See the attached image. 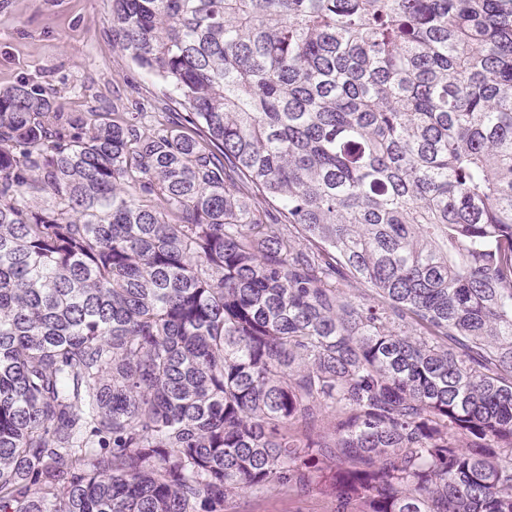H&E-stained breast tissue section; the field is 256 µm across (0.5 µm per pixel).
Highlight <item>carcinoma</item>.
<instances>
[{
	"label": "carcinoma",
	"instance_id": "cac0c4a2",
	"mask_svg": "<svg viewBox=\"0 0 512 512\" xmlns=\"http://www.w3.org/2000/svg\"><path fill=\"white\" fill-rule=\"evenodd\" d=\"M111 2L185 116L0 88V512H512V0ZM327 512L328 498L314 493L306 502L297 503L285 493L250 491L233 498L227 512Z\"/></svg>",
	"mask_w": 512,
	"mask_h": 512
}]
</instances>
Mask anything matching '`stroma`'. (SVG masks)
<instances>
[{
    "mask_svg": "<svg viewBox=\"0 0 512 512\" xmlns=\"http://www.w3.org/2000/svg\"><path fill=\"white\" fill-rule=\"evenodd\" d=\"M108 0H0V87L21 82L55 98L62 111L163 112L153 80L112 45ZM316 494L297 503L256 490L233 498L229 512H326Z\"/></svg>",
    "mask_w": 512,
    "mask_h": 512,
    "instance_id": "1",
    "label": "stroma"
}]
</instances>
